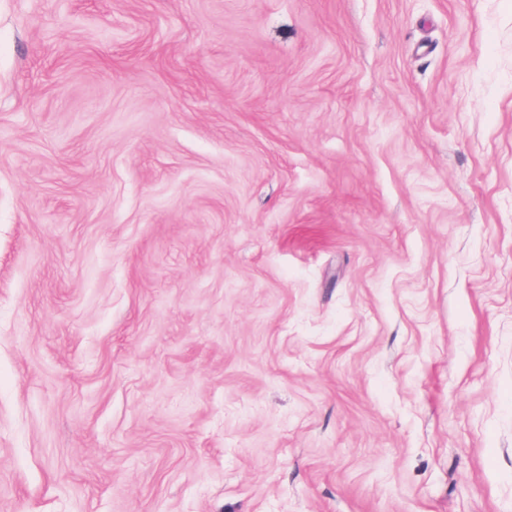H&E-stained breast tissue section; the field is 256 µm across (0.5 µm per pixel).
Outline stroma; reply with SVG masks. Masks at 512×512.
<instances>
[{"mask_svg": "<svg viewBox=\"0 0 512 512\" xmlns=\"http://www.w3.org/2000/svg\"><path fill=\"white\" fill-rule=\"evenodd\" d=\"M0 512H512V0H0Z\"/></svg>", "mask_w": 512, "mask_h": 512, "instance_id": "obj_1", "label": "stroma"}]
</instances>
